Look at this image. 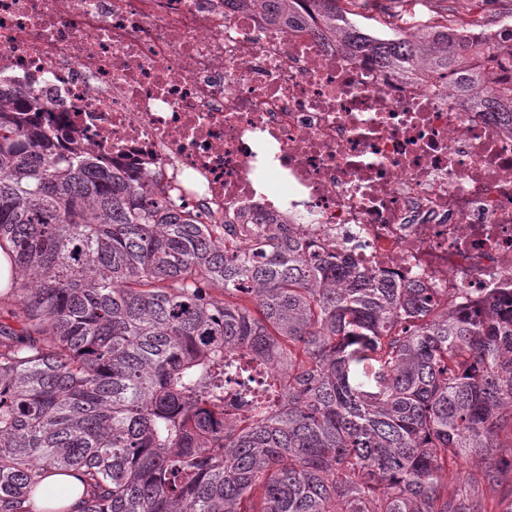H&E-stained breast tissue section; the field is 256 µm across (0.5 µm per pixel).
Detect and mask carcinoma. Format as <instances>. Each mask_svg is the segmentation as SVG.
Segmentation results:
<instances>
[{"mask_svg": "<svg viewBox=\"0 0 512 512\" xmlns=\"http://www.w3.org/2000/svg\"><path fill=\"white\" fill-rule=\"evenodd\" d=\"M512 122V34L367 0H243ZM0 97V512L51 474L81 512H512V302L467 312L263 224H198ZM475 470L448 485L450 466Z\"/></svg>", "mask_w": 512, "mask_h": 512, "instance_id": "cac0c4a2", "label": "carcinoma"}]
</instances>
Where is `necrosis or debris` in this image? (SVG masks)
Here are the masks:
<instances>
[{
	"instance_id": "necrosis-or-debris-1",
	"label": "necrosis or debris",
	"mask_w": 512,
	"mask_h": 512,
	"mask_svg": "<svg viewBox=\"0 0 512 512\" xmlns=\"http://www.w3.org/2000/svg\"><path fill=\"white\" fill-rule=\"evenodd\" d=\"M0 90L200 224L296 225L468 309L512 295V125L237 0H0Z\"/></svg>"
}]
</instances>
